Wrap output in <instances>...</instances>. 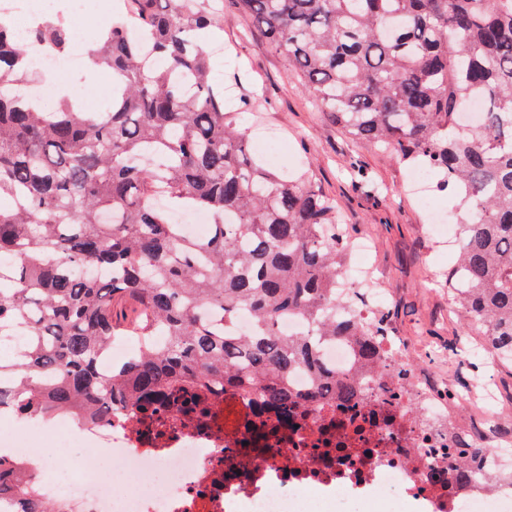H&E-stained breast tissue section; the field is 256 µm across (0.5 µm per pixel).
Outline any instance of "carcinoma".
Here are the masks:
<instances>
[{
  "label": "carcinoma",
  "mask_w": 512,
  "mask_h": 512,
  "mask_svg": "<svg viewBox=\"0 0 512 512\" xmlns=\"http://www.w3.org/2000/svg\"><path fill=\"white\" fill-rule=\"evenodd\" d=\"M288 57L311 101L359 140L425 164L456 200L458 249L448 295L489 353L512 361V0H238ZM139 21L112 22L87 55L112 70L108 112L63 98L42 112L23 88L38 67L0 20V326L23 339L0 363V412L68 415L112 409L152 419L200 411L212 388L255 391L285 412L327 390L355 405V378L318 361V341L354 336L363 366L381 362L368 328L336 323L347 237L312 177H286L250 153L207 41L214 0H130ZM24 38L70 52L62 21ZM479 123L460 127L474 97ZM211 216L188 236L172 212ZM247 311L250 332L231 325ZM303 316L308 333L276 324ZM137 353L104 370L118 331ZM313 377L298 395L288 374ZM64 512L36 474L0 456V500Z\"/></svg>",
  "instance_id": "1"
}]
</instances>
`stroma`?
Segmentation results:
<instances>
[{"instance_id": "stroma-1", "label": "stroma", "mask_w": 512, "mask_h": 512, "mask_svg": "<svg viewBox=\"0 0 512 512\" xmlns=\"http://www.w3.org/2000/svg\"><path fill=\"white\" fill-rule=\"evenodd\" d=\"M213 47L227 111L237 113L257 156L270 136L282 142L283 171L310 172L352 238L365 240L377 286L388 294L390 327L409 345L415 364L439 379L465 385L466 330L448 311L451 247L435 246L428 213L409 188L407 165L379 147L351 137L311 104L287 58L268 44L233 0H225ZM68 95L98 112L112 102V75L79 70L64 83Z\"/></svg>"}]
</instances>
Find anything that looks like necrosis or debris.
<instances>
[{"label": "necrosis or debris", "instance_id": "4bbe7bcc", "mask_svg": "<svg viewBox=\"0 0 512 512\" xmlns=\"http://www.w3.org/2000/svg\"><path fill=\"white\" fill-rule=\"evenodd\" d=\"M368 265L346 271V292L357 300L336 309L340 321L371 322L385 298L367 282ZM383 371L359 365L354 340L322 343L320 360L337 378L361 379V399L349 408L334 395L296 408L272 409L256 396L211 392L203 414L164 413L143 421L120 412L79 432L50 428L44 418L9 416L0 429V455L33 460L44 495L67 512H339L340 492L359 512H512V417L492 404L476 406L464 387L443 395L439 381L420 378L398 337L381 339ZM479 407L477 421L457 418L458 408ZM84 443L112 467L104 480L81 457L68 480L32 459L30 442ZM493 447L470 467L475 477L457 490L436 474L456 468L466 448ZM500 477L488 484L484 473Z\"/></svg>", "mask_w": 512, "mask_h": 512}]
</instances>
